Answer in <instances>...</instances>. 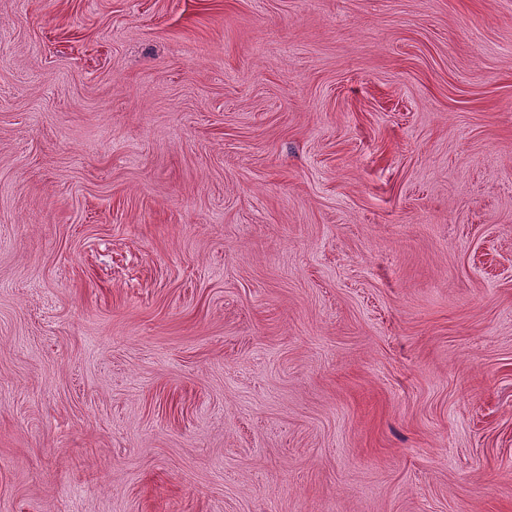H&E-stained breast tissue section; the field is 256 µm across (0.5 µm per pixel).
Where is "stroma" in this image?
Returning a JSON list of instances; mask_svg holds the SVG:
<instances>
[{"label": "stroma", "mask_w": 512, "mask_h": 512, "mask_svg": "<svg viewBox=\"0 0 512 512\" xmlns=\"http://www.w3.org/2000/svg\"><path fill=\"white\" fill-rule=\"evenodd\" d=\"M0 512H512V0H0Z\"/></svg>", "instance_id": "35a3bbf8"}]
</instances>
